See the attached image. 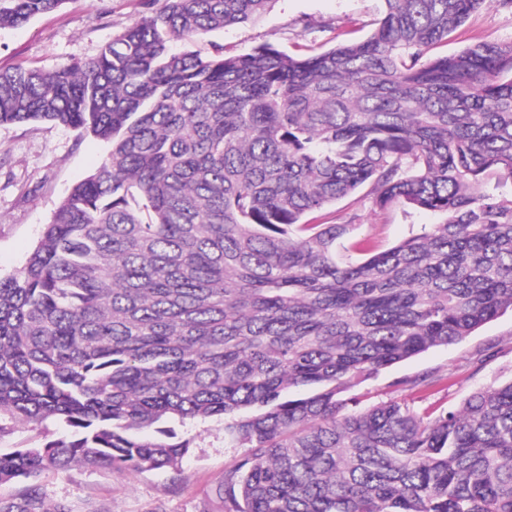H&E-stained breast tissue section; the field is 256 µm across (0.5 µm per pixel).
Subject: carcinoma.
Instances as JSON below:
<instances>
[{"label": "carcinoma", "instance_id": "cac0c4a2", "mask_svg": "<svg viewBox=\"0 0 512 512\" xmlns=\"http://www.w3.org/2000/svg\"><path fill=\"white\" fill-rule=\"evenodd\" d=\"M490 1L512 10L384 0L321 52L203 56L274 0H143L89 61L0 70V125L107 148L0 276V420L62 428L0 453L20 512H67L49 468L177 469L214 418L247 449L224 512H512V381L454 410L351 394L512 311V42L432 54ZM67 2L0 0V29ZM359 193L443 220L380 249L322 217Z\"/></svg>", "mask_w": 512, "mask_h": 512}]
</instances>
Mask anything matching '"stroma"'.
Listing matches in <instances>:
<instances>
[{"mask_svg": "<svg viewBox=\"0 0 512 512\" xmlns=\"http://www.w3.org/2000/svg\"><path fill=\"white\" fill-rule=\"evenodd\" d=\"M381 0H275L257 22L213 32L196 42L195 50L211 53L224 47L230 54L250 52L262 43L289 54L329 48L337 24L371 25L380 15ZM140 0H67L59 10L11 29H0V69L18 65L46 72L72 61L95 58L116 34L138 23ZM512 41V11L492 4L475 12L448 42L435 47L451 55L478 42ZM106 148L91 137L46 123L0 125V275L24 264L44 224L68 189L100 163ZM337 217L355 214L357 236H373L381 245L408 236L413 226L438 223L433 212L407 207L375 211L355 199L339 201ZM497 351L483 353L488 343ZM434 371L448 386L432 392H401L391 383L404 376ZM512 379V313L486 323L459 344L431 349L399 363L369 389L373 402L395 399L424 408L459 406L472 392ZM195 441L180 470L144 472L74 466L49 469L36 483L46 508L64 505L67 512H224L217 489L224 469L241 456L224 445V424H197Z\"/></svg>", "mask_w": 512, "mask_h": 512, "instance_id": "1", "label": "stroma"}]
</instances>
